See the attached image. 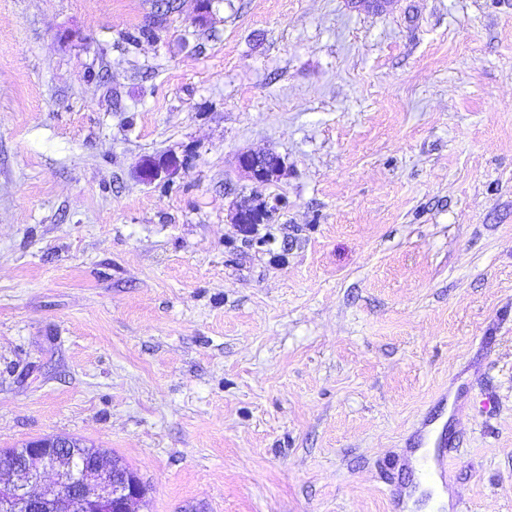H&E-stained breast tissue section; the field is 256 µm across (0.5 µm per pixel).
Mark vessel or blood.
<instances>
[{
  "instance_id": "obj_1",
  "label": "vessel or blood",
  "mask_w": 512,
  "mask_h": 512,
  "mask_svg": "<svg viewBox=\"0 0 512 512\" xmlns=\"http://www.w3.org/2000/svg\"><path fill=\"white\" fill-rule=\"evenodd\" d=\"M465 406L462 396H455L451 400L440 397L435 411L424 419L420 430L408 439L405 455L407 461L413 463L417 477L395 492L397 507H420L429 499L432 489H445L448 466L458 454L450 415L462 412Z\"/></svg>"
}]
</instances>
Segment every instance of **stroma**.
Returning a JSON list of instances; mask_svg holds the SVG:
<instances>
[{
	"instance_id": "35a3bbf8",
	"label": "stroma",
	"mask_w": 512,
	"mask_h": 512,
	"mask_svg": "<svg viewBox=\"0 0 512 512\" xmlns=\"http://www.w3.org/2000/svg\"><path fill=\"white\" fill-rule=\"evenodd\" d=\"M199 7L132 47L156 0H0V449L104 448L146 512H394L463 372L448 501L512 512V0ZM237 165L249 173L255 184L266 185L279 177L282 161L272 151L246 152L238 155ZM180 166L179 159L173 154H162L143 159L138 167V177L145 183H154L164 178L172 180ZM268 210H265V215L262 209L253 210L249 205L236 202L231 213L232 224H236L238 230L243 235L251 234L255 227L267 217Z\"/></svg>"
}]
</instances>
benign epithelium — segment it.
Wrapping results in <instances>:
<instances>
[{"label": "benign epithelium", "instance_id": "obj_1", "mask_svg": "<svg viewBox=\"0 0 512 512\" xmlns=\"http://www.w3.org/2000/svg\"><path fill=\"white\" fill-rule=\"evenodd\" d=\"M237 165L249 173L252 181L266 185L279 177L280 156L272 151L246 152L238 155ZM180 166L173 154L143 159L138 177L145 183L161 178L172 180ZM263 210L237 202L231 221L244 234H251L263 221ZM81 445L74 438L45 437L29 441L18 448L24 460L21 470L0 480V512H138L145 503L146 487L132 471L120 463L109 465L100 459L90 470L75 471L61 463L58 450ZM52 474L57 487L51 496L38 495L35 485L43 475Z\"/></svg>", "mask_w": 512, "mask_h": 512}]
</instances>
